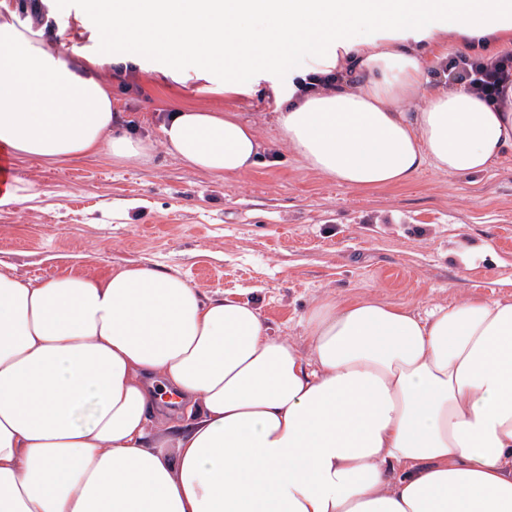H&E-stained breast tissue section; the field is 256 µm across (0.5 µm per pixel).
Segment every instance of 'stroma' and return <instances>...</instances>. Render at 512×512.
I'll return each instance as SVG.
<instances>
[{
  "label": "stroma",
  "instance_id": "obj_1",
  "mask_svg": "<svg viewBox=\"0 0 512 512\" xmlns=\"http://www.w3.org/2000/svg\"><path fill=\"white\" fill-rule=\"evenodd\" d=\"M164 65L147 57L139 69L107 71L133 132L157 137L155 115L176 108L230 110L269 142L263 163L218 180L160 148L145 164L15 161L13 175L38 195L0 211V269L41 280L68 265L176 271L210 295L235 294L291 336L327 292L420 312L464 295L512 298V149L482 173L425 169L364 192L305 169L279 143L270 93L230 99L195 80L143 79Z\"/></svg>",
  "mask_w": 512,
  "mask_h": 512
}]
</instances>
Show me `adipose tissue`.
<instances>
[{"label":"adipose tissue","mask_w":512,"mask_h":512,"mask_svg":"<svg viewBox=\"0 0 512 512\" xmlns=\"http://www.w3.org/2000/svg\"><path fill=\"white\" fill-rule=\"evenodd\" d=\"M75 59L0 0V155L145 163L103 72L145 53L172 82L249 95L291 63L276 117L302 165L358 190L480 173L512 147L459 89L416 112L449 43L512 46V0H97ZM362 78L300 92L314 75ZM213 178L263 161L234 112L161 115ZM275 335L256 307L147 265L47 280L0 271V512H512V299L418 313L327 293Z\"/></svg>","instance_id":"adipose-tissue-1"}]
</instances>
